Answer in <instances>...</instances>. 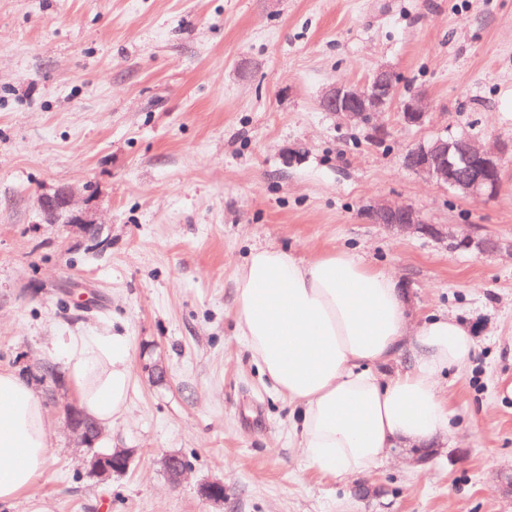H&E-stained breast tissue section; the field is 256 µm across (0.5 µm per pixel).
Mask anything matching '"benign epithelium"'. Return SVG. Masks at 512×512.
<instances>
[{"instance_id": "7a95c632", "label": "benign epithelium", "mask_w": 512, "mask_h": 512, "mask_svg": "<svg viewBox=\"0 0 512 512\" xmlns=\"http://www.w3.org/2000/svg\"><path fill=\"white\" fill-rule=\"evenodd\" d=\"M399 76L388 67H379L361 84L334 82L323 92L320 106L323 111L342 117L354 124H370L396 100ZM404 125H422L426 118V104L422 94H413L400 102ZM509 149L490 152L481 148L469 136L450 139L438 135L409 147L402 156L405 169L415 175L444 186L455 194L472 201L495 197L502 185V173L511 162ZM41 212L49 224L63 222L76 226L83 237L101 244L102 228L87 213L73 207V191L59 186L53 193L40 198ZM362 215L370 224H378L389 232L421 233L446 239L456 250L475 249L490 255L498 251L499 242L491 236L472 233L458 236L445 227L428 224L419 209L409 204L373 201L362 208ZM65 416L81 443L91 448L103 436L101 427L89 420L72 405L64 408ZM131 455L126 450L95 452L87 461L89 475L101 479L121 473L129 466ZM169 482L177 485L188 471V465L177 454L164 459Z\"/></svg>"}]
</instances>
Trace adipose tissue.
Wrapping results in <instances>:
<instances>
[{
  "label": "adipose tissue",
  "mask_w": 512,
  "mask_h": 512,
  "mask_svg": "<svg viewBox=\"0 0 512 512\" xmlns=\"http://www.w3.org/2000/svg\"><path fill=\"white\" fill-rule=\"evenodd\" d=\"M236 322L251 359L287 400L308 465L348 481L389 449L421 448L449 434L454 411L443 373L468 367L476 343L455 315L410 321L394 273L348 251L302 260L252 248L238 269ZM81 411L104 425L130 404V341L109 329L58 337ZM396 363L393 372L383 365ZM50 436L31 386L0 370V505L45 473Z\"/></svg>",
  "instance_id": "obj_1"
}]
</instances>
